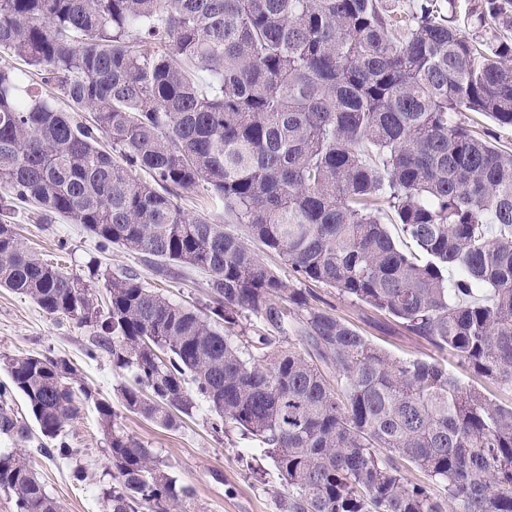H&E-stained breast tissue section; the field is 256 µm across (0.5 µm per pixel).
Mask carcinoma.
Segmentation results:
<instances>
[{
	"label": "carcinoma",
	"instance_id": "cac0c4a2",
	"mask_svg": "<svg viewBox=\"0 0 512 512\" xmlns=\"http://www.w3.org/2000/svg\"><path fill=\"white\" fill-rule=\"evenodd\" d=\"M458 2L401 17L382 0H0V51L40 75L0 66V288L92 327L85 355L112 356L124 411L170 429L201 399L215 432L258 441L287 487L280 512H512V402L447 366L512 386V148L452 121L512 127V0L469 3L470 32ZM195 191L224 222L182 209ZM18 201L161 279L205 271L208 302L44 261L15 230ZM229 223L437 357H392ZM5 369L1 436L30 437L18 392L53 442L41 452L67 460L61 435L91 404L118 479L103 512L182 510L189 488L70 361L29 353ZM0 490L16 512H60L18 449L0 451ZM448 370L454 373L462 382L470 383L486 388V394L490 399L499 402H507L512 398V389L510 387H499L486 384L484 381L473 377L464 367L458 365L456 360L448 356Z\"/></svg>",
	"mask_w": 512,
	"mask_h": 512
}]
</instances>
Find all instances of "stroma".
Returning <instances> with one entry per match:
<instances>
[{
	"mask_svg": "<svg viewBox=\"0 0 512 512\" xmlns=\"http://www.w3.org/2000/svg\"><path fill=\"white\" fill-rule=\"evenodd\" d=\"M15 224L41 257L62 264L70 272L87 274V264L94 259L111 272H137L147 287L160 290L171 300L197 305L205 298L204 271L183 268L175 277L159 279L139 255L116 245L101 249L82 225L61 218L40 220L29 204L19 205ZM310 289L324 307L333 309L392 356L404 360L433 357L427 343L409 335L384 312L341 296L324 284H311ZM92 334L91 328L48 315L25 295L0 288V382L8 379L3 367L6 358L39 353L70 360L86 386L103 397L114 398L123 377L113 369L107 352H99L93 360L86 357L85 346ZM118 423L150 448L155 461L165 465L179 483L192 489L193 495L184 505L186 512H280L279 502L286 489L273 463L262 457L255 442L242 439L236 432L214 433L206 408H199L172 429L127 412L121 413ZM63 437L73 450L68 460L41 454L43 438L37 431L20 448L62 512H101L99 486L107 480L109 461L94 407L86 406L80 418L66 427ZM79 465L85 468L81 482L72 477Z\"/></svg>",
	"mask_w": 512,
	"mask_h": 512,
	"instance_id": "stroma-1",
	"label": "stroma"
}]
</instances>
